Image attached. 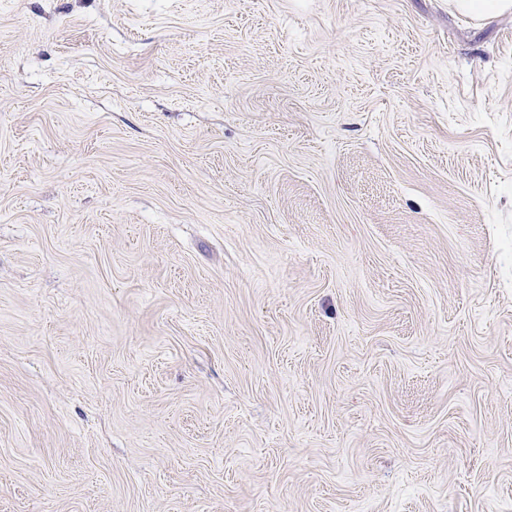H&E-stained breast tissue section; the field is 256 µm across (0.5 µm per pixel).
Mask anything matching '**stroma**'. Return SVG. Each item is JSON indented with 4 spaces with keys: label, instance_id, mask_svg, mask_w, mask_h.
Masks as SVG:
<instances>
[{
    "label": "stroma",
    "instance_id": "stroma-1",
    "mask_svg": "<svg viewBox=\"0 0 512 512\" xmlns=\"http://www.w3.org/2000/svg\"><path fill=\"white\" fill-rule=\"evenodd\" d=\"M0 512H512V12L0 0Z\"/></svg>",
    "mask_w": 512,
    "mask_h": 512
}]
</instances>
